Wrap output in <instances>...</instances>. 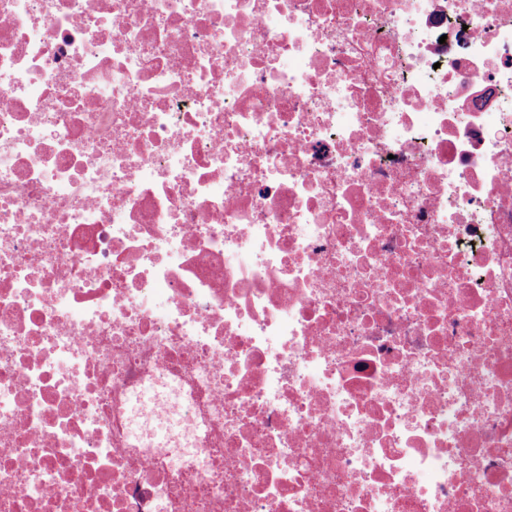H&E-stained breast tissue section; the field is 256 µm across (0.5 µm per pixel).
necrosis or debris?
Segmentation results:
<instances>
[{"label":"necrosis or debris","mask_w":512,"mask_h":512,"mask_svg":"<svg viewBox=\"0 0 512 512\" xmlns=\"http://www.w3.org/2000/svg\"><path fill=\"white\" fill-rule=\"evenodd\" d=\"M0 512H512V0H0Z\"/></svg>","instance_id":"4bbe7bcc"}]
</instances>
